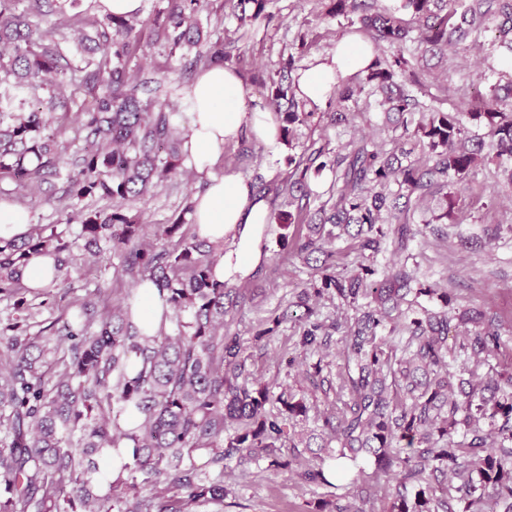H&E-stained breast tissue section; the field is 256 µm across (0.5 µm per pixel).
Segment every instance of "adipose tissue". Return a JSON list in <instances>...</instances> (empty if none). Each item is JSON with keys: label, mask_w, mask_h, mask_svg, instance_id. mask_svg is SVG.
<instances>
[{"label": "adipose tissue", "mask_w": 512, "mask_h": 512, "mask_svg": "<svg viewBox=\"0 0 512 512\" xmlns=\"http://www.w3.org/2000/svg\"><path fill=\"white\" fill-rule=\"evenodd\" d=\"M374 61L370 44L343 38L336 44L331 61H321L300 71L297 93L301 98L322 103L348 75L366 71ZM189 132L183 143L185 163L205 176L203 193L192 202L191 219L199 237L223 246L214 275L233 283L250 276L269 258L266 228L270 209L250 181L235 173H218L225 145L242 135L253 136L268 148L283 145L276 114L250 109L239 74L216 62L203 69L191 85ZM134 319L144 335H157L169 323L171 309L151 281L142 282L132 303Z\"/></svg>", "instance_id": "1"}]
</instances>
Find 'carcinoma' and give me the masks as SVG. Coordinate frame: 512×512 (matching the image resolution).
<instances>
[{
	"instance_id": "1",
	"label": "carcinoma",
	"mask_w": 512,
	"mask_h": 512,
	"mask_svg": "<svg viewBox=\"0 0 512 512\" xmlns=\"http://www.w3.org/2000/svg\"><path fill=\"white\" fill-rule=\"evenodd\" d=\"M49 0H0V181L22 187L39 186L59 174L63 157L56 148L60 130L51 126L54 102L35 104L24 96L63 72V44L70 37L57 27L40 30ZM253 5L247 14V5ZM201 0H170L158 26L176 50L201 42L193 17ZM241 19L255 21L264 0H237ZM336 15H358L364 31L376 42L401 43L408 30L401 14L419 22L423 52L453 47L468 28L491 24L499 49L512 54V0H468L458 11L456 0H336ZM95 36L75 41L81 55L99 51L112 59L109 68L87 75L102 88L87 112L76 115L85 148L72 162L70 194L83 200L110 201L104 208L89 205L72 212L70 227L34 224L26 236L0 238V297L13 309H29L26 272L31 258L54 257L52 288H66L75 265L74 249L89 256L109 253L138 282L152 281L166 294L173 315L172 332L147 337L131 315V304L107 308L99 319L83 305L54 331L66 348L49 376L43 370L51 352L47 336H31L19 321L0 323V512H198L224 505V457L244 452L279 467V448L287 426L304 417L307 406L289 391L272 397L265 387L238 378L246 357L237 337L224 333L227 285L213 277L215 244L187 236L183 219L154 226L153 237L173 243L157 248L145 243L147 225L125 208L177 173L182 139L172 125V113L139 99L130 88L125 57L133 26L110 15L92 21ZM394 71L373 65L366 84L386 93L389 110L403 116V126L415 125L414 137L432 155L433 165L396 166L394 160L361 140L351 149L321 161L318 169H336L338 199L327 221L338 233H323L324 225H308L309 234L294 239L307 257L318 253L323 262L334 256L333 239L347 235L356 241L361 263L356 273L322 279L316 295L336 298L355 308L346 349L354 360L349 375L353 404L342 414L322 420L321 444L326 458L371 462L374 474L388 475L393 466L403 474L384 512H454L446 497L437 496L441 479L456 480L463 512H485L492 501L512 512V373L463 385L454 382L450 353L478 356L499 350L500 327L484 312L466 309L454 316L422 307L408 318L406 351L399 359L385 351L378 335L392 322L412 291L403 270L382 273L370 266L383 251V217L400 220L399 199L419 202L436 181L448 189L446 206L457 202L455 189L476 174L485 141L474 139L462 113L430 112L415 123L420 102L393 82ZM283 123V141L291 143L292 126L311 113L299 110L291 85L272 89ZM483 123L495 157L512 160V106L502 108L497 88H489L482 107L469 113ZM405 195L375 190L371 183L390 180ZM413 236L408 224L395 225L392 244L403 250ZM466 326L456 346L448 336L457 332L452 321ZM329 337L324 324L308 321L300 345L315 352ZM140 370L130 375L132 360ZM280 404L278 413L267 408ZM141 414L137 429L126 431V417ZM134 452L124 460L123 442ZM200 451L221 466L209 476L194 463ZM121 476L112 480V463ZM306 480L335 489L324 467L307 469ZM163 485L149 495L146 485Z\"/></svg>"
}]
</instances>
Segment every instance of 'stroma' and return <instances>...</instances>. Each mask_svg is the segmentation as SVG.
Returning a JSON list of instances; mask_svg holds the SVG:
<instances>
[{"mask_svg":"<svg viewBox=\"0 0 512 512\" xmlns=\"http://www.w3.org/2000/svg\"><path fill=\"white\" fill-rule=\"evenodd\" d=\"M335 0H265L259 20L241 22L228 0H207L197 19L203 31V43L222 41L229 63L240 75L251 108L271 110V81L277 78L283 59L293 58L289 80L316 60L333 56L341 32L362 35L360 25H348L346 18L333 16ZM167 0H142L141 9L130 18L135 40L130 48L127 68L138 83L141 97H152L172 112L179 134H186L189 116L184 103L187 91L203 63L195 59V50H171L154 23ZM493 32H472L444 56L422 57L415 38L401 44L382 43L374 48L375 57L385 63L404 57L405 68L396 70L395 80L405 85L425 108L450 111L468 105L477 92L488 91L503 70L500 55L491 48ZM483 72L481 86H474L476 72ZM55 97L69 113L82 111L91 102V94L81 75L65 73L38 92V99ZM381 94L362 91L354 99L342 102L329 97L320 105L304 104L313 115L311 122L296 126L291 152L274 153L253 137L244 136L224 148L223 169L241 174L252 185L276 189L292 172L289 157L310 155L324 149L338 151L350 143L367 141L387 154L400 156L402 163H423L422 150L409 138L396 114L381 107ZM344 112L348 120L332 122L331 115ZM64 148V163L59 175L40 187L27 191L13 185L0 186V200L27 211L31 223L65 224L73 202L65 194L70 163L83 141L75 122H67L59 135ZM206 185L204 176L187 167L178 175L130 204L131 214L140 223L166 224L177 216ZM336 174L331 170L309 175L303 208L293 209L290 234H307L309 225L318 223L320 207L336 202ZM438 202L409 209L406 223L416 236L406 250L394 248L377 257L378 266L398 264L414 277L416 285L447 290L450 304L438 298L418 297L419 306L438 312L478 309L496 317L505 329L512 330V185L496 163L480 165L468 183L459 204L448 218H441ZM277 224L268 227V261L249 277L233 284L242 300L234 318L225 320L224 331L238 337L247 357L243 381L268 386L273 392L292 390L303 397L310 408L307 420L298 422L296 440L321 431V417L342 411L350 402L343 387L349 363L343 337L355 312L336 299L316 298L312 289L320 287L321 277L314 274L293 246L278 242ZM135 283L122 272L118 259L101 257L87 261L73 273L70 287L56 291L55 304L41 306L31 298L28 323L31 332L50 330L54 321L83 303L102 311L132 292ZM309 292L306 306L298 297ZM315 319L331 325L333 331L319 352L306 353L299 344L301 319L306 310ZM278 319L279 324L266 337L258 332L263 321ZM320 365L321 386H313L309 370ZM318 448H281L283 468L273 470L264 460L224 462V484L229 490L224 512H315L324 487L306 483L302 467L316 465Z\"/></svg>","mask_w":512,"mask_h":512,"instance_id":"obj_1","label":"stroma"}]
</instances>
